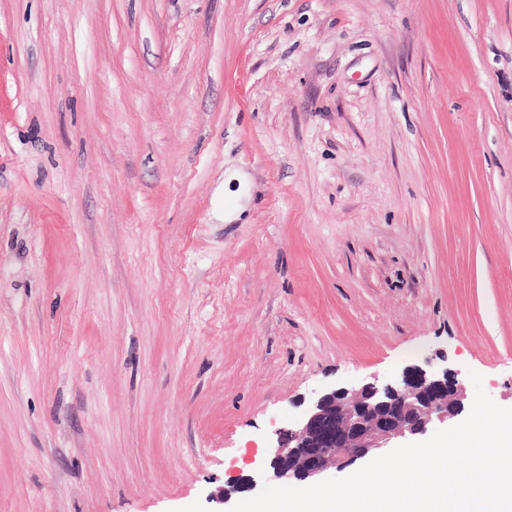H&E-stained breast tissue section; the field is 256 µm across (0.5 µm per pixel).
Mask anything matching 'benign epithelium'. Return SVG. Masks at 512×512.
Returning a JSON list of instances; mask_svg holds the SVG:
<instances>
[{
	"mask_svg": "<svg viewBox=\"0 0 512 512\" xmlns=\"http://www.w3.org/2000/svg\"><path fill=\"white\" fill-rule=\"evenodd\" d=\"M461 410V387L446 370L414 368L400 379L329 390L305 407L293 427L275 432L268 466L239 479L232 491L280 481L314 482L332 468L423 434ZM230 492L215 501L225 504Z\"/></svg>",
	"mask_w": 512,
	"mask_h": 512,
	"instance_id": "1",
	"label": "benign epithelium"
}]
</instances>
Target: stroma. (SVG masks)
I'll return each mask as SVG.
<instances>
[{"mask_svg":"<svg viewBox=\"0 0 512 512\" xmlns=\"http://www.w3.org/2000/svg\"><path fill=\"white\" fill-rule=\"evenodd\" d=\"M430 365L512 408V0H0V512H215Z\"/></svg>","mask_w":512,"mask_h":512,"instance_id":"stroma-1","label":"stroma"}]
</instances>
